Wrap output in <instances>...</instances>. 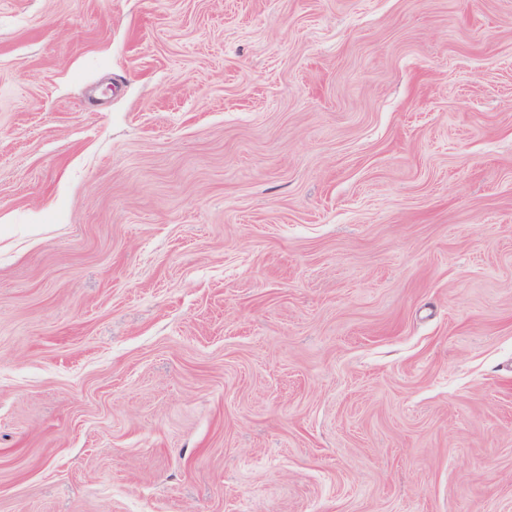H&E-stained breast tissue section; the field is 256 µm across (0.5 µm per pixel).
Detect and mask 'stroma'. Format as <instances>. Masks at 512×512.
I'll use <instances>...</instances> for the list:
<instances>
[{
    "mask_svg": "<svg viewBox=\"0 0 512 512\" xmlns=\"http://www.w3.org/2000/svg\"><path fill=\"white\" fill-rule=\"evenodd\" d=\"M0 512H512V0H0Z\"/></svg>",
    "mask_w": 512,
    "mask_h": 512,
    "instance_id": "stroma-1",
    "label": "stroma"
}]
</instances>
